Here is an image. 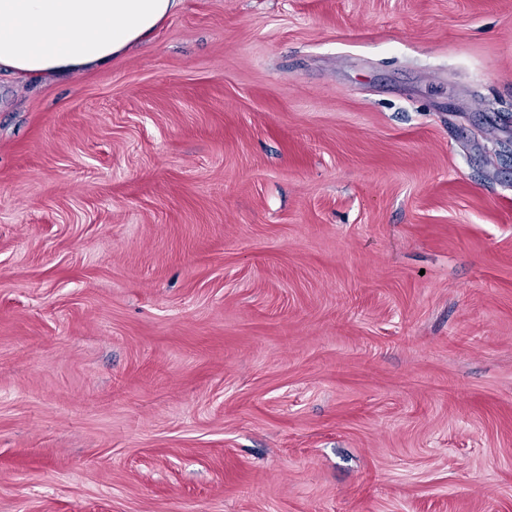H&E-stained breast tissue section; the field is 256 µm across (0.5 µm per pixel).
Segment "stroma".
<instances>
[{
	"label": "stroma",
	"mask_w": 512,
	"mask_h": 512,
	"mask_svg": "<svg viewBox=\"0 0 512 512\" xmlns=\"http://www.w3.org/2000/svg\"><path fill=\"white\" fill-rule=\"evenodd\" d=\"M0 512H512V0L0 73Z\"/></svg>",
	"instance_id": "35a3bbf8"
}]
</instances>
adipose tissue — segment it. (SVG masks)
I'll list each match as a JSON object with an SVG mask.
<instances>
[{"label": "adipose tissue", "instance_id": "ef3b65f1", "mask_svg": "<svg viewBox=\"0 0 512 512\" xmlns=\"http://www.w3.org/2000/svg\"><path fill=\"white\" fill-rule=\"evenodd\" d=\"M182 0H0V69L27 81L112 61Z\"/></svg>", "mask_w": 512, "mask_h": 512}]
</instances>
